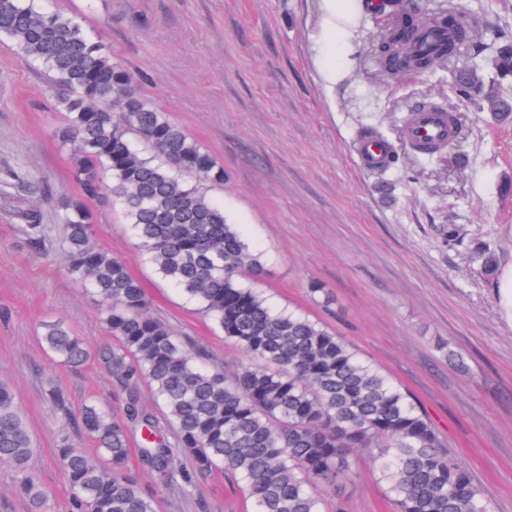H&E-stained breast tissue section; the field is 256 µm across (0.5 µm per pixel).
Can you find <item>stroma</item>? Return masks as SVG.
Masks as SVG:
<instances>
[{"mask_svg":"<svg viewBox=\"0 0 512 512\" xmlns=\"http://www.w3.org/2000/svg\"><path fill=\"white\" fill-rule=\"evenodd\" d=\"M478 19L486 50L462 52L434 74L388 81L369 60L387 20L363 16L358 0H48L79 18L132 71L143 93L224 165L212 197L262 251L261 288L274 306L327 321L380 366L429 415L450 455L478 479L490 512H512V306L501 269L512 266V124L456 97L450 70L478 67L486 84L494 32L512 35V0H454ZM422 100L446 104L462 123L454 150L427 158L403 141ZM64 115L43 73L0 42V170L19 168L45 193L44 251L20 239L16 205L0 186V382L15 394L36 451L27 473L0 462V512H29L20 491L32 476L51 493L50 512H68L59 465L65 441L94 452L92 439L63 429L50 399L72 406L113 401L111 375L89 361L54 365L40 340L43 321L62 322L89 352L114 338L98 297L62 270L67 243L56 199L74 192L71 161L52 138ZM372 128L397 162L360 168L352 145ZM463 240L448 243V225ZM95 245L121 259L143 284L153 312L191 348L219 363L245 355L145 262L120 207H102ZM498 273L486 276L479 249ZM334 299L325 311L311 293ZM450 342L469 366L449 365ZM129 469L156 499V512H252L224 473L200 480L192 497L130 457ZM347 512H396L363 458L341 487Z\"/></svg>","mask_w":512,"mask_h":512,"instance_id":"stroma-1","label":"stroma"}]
</instances>
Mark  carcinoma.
Returning <instances> with one entry per match:
<instances>
[{
	"instance_id": "carcinoma-1",
	"label": "carcinoma",
	"mask_w": 512,
	"mask_h": 512,
	"mask_svg": "<svg viewBox=\"0 0 512 512\" xmlns=\"http://www.w3.org/2000/svg\"><path fill=\"white\" fill-rule=\"evenodd\" d=\"M389 23L374 46L386 78L433 73L461 50H479L458 20L454 0L425 12L420 0H365ZM0 39L39 64L65 126L53 136L71 150L75 195L58 199L66 230V270L106 303L105 322L117 344L101 361L124 394L121 415L93 401L66 416L93 438L102 466L67 446L60 464L70 512H155L154 496L126 470L130 435L141 431L144 469L179 476L184 494L216 469L242 484L254 512H326V494L362 451L377 469L397 512H488L471 471L448 454L431 419L409 393L362 357L327 323L274 307L257 288L263 255L251 249L224 207L209 195L224 185V165L141 93L136 77L71 16L43 0H0ZM500 80H512V37L497 39L492 58ZM451 90L479 99L501 123L512 121V94L484 92L478 69L454 73ZM195 176L190 183L184 176ZM121 207L156 273L194 304L248 357L233 375L204 364L151 311L142 283L92 243L91 205ZM23 244L47 246L39 207L18 211ZM53 360L73 368L88 358L82 340L63 324L43 326ZM145 381L164 419L141 403ZM35 448L11 388L0 383V461L27 470ZM185 456L192 469H177ZM32 512H45L49 493L26 478Z\"/></svg>"
}]
</instances>
